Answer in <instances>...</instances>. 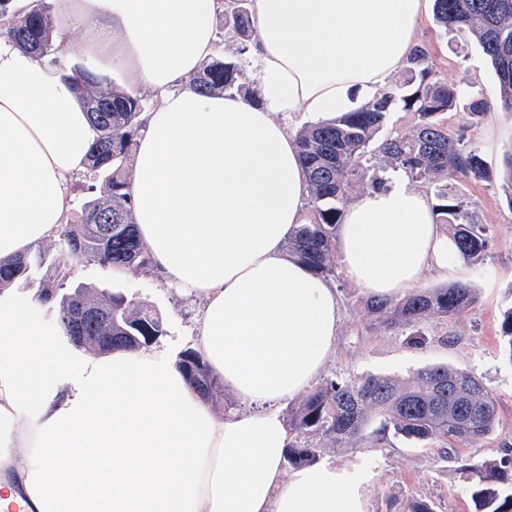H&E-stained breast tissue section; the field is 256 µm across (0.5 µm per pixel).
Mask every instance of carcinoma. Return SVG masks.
Masks as SVG:
<instances>
[{
	"label": "carcinoma",
	"mask_w": 512,
	"mask_h": 512,
	"mask_svg": "<svg viewBox=\"0 0 512 512\" xmlns=\"http://www.w3.org/2000/svg\"><path fill=\"white\" fill-rule=\"evenodd\" d=\"M49 3H36L26 13L11 10L0 0V33L17 47L39 57L52 55V19ZM433 17L444 31L464 30L474 36L489 58L499 86L493 104L461 80L448 83L439 77L426 48L416 46L407 58L402 84L390 87L352 112H339L301 128L296 142L308 186L312 219L300 224L288 239V254L314 274L336 275V231L343 205L363 186L378 189L403 173L410 181L433 189L440 220L452 227L460 257L476 261L488 244L486 229L475 222L469 202L448 195L444 179L489 176L478 150L448 133L444 114L458 110L468 127L479 126L492 112H512V0H433ZM251 29L248 0H227L224 35L236 51L203 65L192 79L202 95L235 91L253 96L246 84L244 55ZM63 80L71 86L98 131L87 158L85 177L106 174V198L84 208L81 222L66 225L60 236L77 259L109 270L132 265L147 267L150 257L133 224L134 200L125 174L127 156L141 128L144 99L118 86L105 87L100 76L84 68L67 69L54 60ZM418 115L419 122L405 134L381 135L389 114L397 108ZM45 266L36 298L55 304L56 324L73 345L91 352L116 347L136 349L166 335L163 320L147 309L129 311L121 296L90 295L82 287L66 290L69 271L59 264ZM32 262L19 256L0 263V286L29 277ZM475 300L474 290L455 284L413 291L398 300L371 298L365 306L372 320L386 326H413L431 317H452ZM95 310V318L78 330L71 314L79 308ZM186 381L210 400L220 379L204 356L192 349L178 354ZM381 420V430L417 441L440 440L471 447L486 438L497 424L496 399L473 374L443 364L429 365L402 382L387 376H366L329 381L310 393L289 415L295 433L286 461L291 466L317 463L313 439L328 437L337 446L362 438L370 414ZM471 498L476 512H512V457L483 461L468 467Z\"/></svg>",
	"instance_id": "1"
}]
</instances>
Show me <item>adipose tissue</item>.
<instances>
[{"label": "adipose tissue", "mask_w": 512, "mask_h": 512, "mask_svg": "<svg viewBox=\"0 0 512 512\" xmlns=\"http://www.w3.org/2000/svg\"><path fill=\"white\" fill-rule=\"evenodd\" d=\"M430 0H253L258 95H201L221 0H68L55 40L79 33L87 67L150 94L130 191L155 269L201 298V349L244 408L217 418L165 349L64 350L22 281L0 289V486L25 512H368L373 472L284 469L278 405L322 373L341 323L330 281L289 256L310 215L293 113L321 119L385 90ZM96 131L51 58L0 35V262L67 221ZM406 178L350 204L346 278L404 295L459 261Z\"/></svg>", "instance_id": "obj_1"}]
</instances>
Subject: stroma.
Masks as SVG:
<instances>
[{"mask_svg": "<svg viewBox=\"0 0 512 512\" xmlns=\"http://www.w3.org/2000/svg\"><path fill=\"white\" fill-rule=\"evenodd\" d=\"M425 46L442 79L467 78L488 100L498 97V82L489 59L465 31L445 32L432 16H424L415 38ZM490 174L484 181L452 177L448 193L475 204L477 220L487 229L489 244L479 263L460 262L449 277L430 276L420 289L454 284L470 285L476 299L453 319L431 318L419 328L372 325L365 311V294L337 276L333 284L343 304V319L336 347L322 379L347 380L367 375L401 380L428 365L445 364L475 374L497 398L498 422L477 446L449 448L445 443L413 441L381 431L378 417H370L364 440L338 447L319 439L321 460L352 466L363 462L374 473L368 492L369 512H410L414 501L429 502L434 512H475L467 487L470 464L512 455V342L502 336L500 323L512 309V206L506 199L505 159L512 154V112H494L469 132ZM46 262L70 267L73 282L93 289L124 295L134 305H148L163 319L167 334L159 345L173 352L198 348L196 327L204 303L166 286L155 272L138 266L124 276L96 264L79 261L54 239L36 250ZM427 338L424 348L408 342L414 331Z\"/></svg>", "mask_w": 512, "mask_h": 512, "instance_id": "stroma-1", "label": "stroma"}]
</instances>
